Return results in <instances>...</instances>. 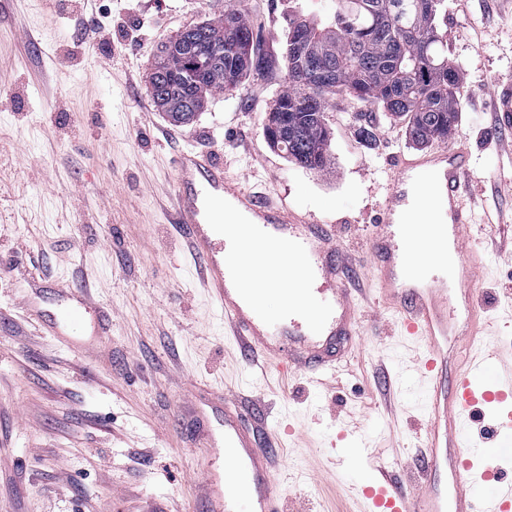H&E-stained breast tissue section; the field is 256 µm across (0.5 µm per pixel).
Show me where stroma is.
Wrapping results in <instances>:
<instances>
[{"instance_id": "35a3bbf8", "label": "stroma", "mask_w": 512, "mask_h": 512, "mask_svg": "<svg viewBox=\"0 0 512 512\" xmlns=\"http://www.w3.org/2000/svg\"><path fill=\"white\" fill-rule=\"evenodd\" d=\"M243 12L264 50L278 51L288 0H245ZM223 13L224 0H0V512H209L201 475L227 463L198 436L193 408L205 396H230L271 436L284 512H369L370 454L406 492L419 489L428 384L406 362L422 344L381 298L369 256L402 153L470 152L475 302L498 326L490 345L512 344V191L492 189L512 123L490 131L512 86V0H444L448 56L471 89L449 138L416 145L408 118L344 94L328 104L321 170L264 134L280 79L246 78L187 124L158 109L156 48ZM103 15L112 31L101 38ZM186 149L214 153L311 221L336 222L341 285L361 318L322 382L225 335L171 222ZM61 286L103 308V340L41 328L30 310L49 309Z\"/></svg>"}]
</instances>
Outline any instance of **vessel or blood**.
<instances>
[{
    "instance_id": "vessel-or-blood-1",
    "label": "vessel or blood",
    "mask_w": 512,
    "mask_h": 512,
    "mask_svg": "<svg viewBox=\"0 0 512 512\" xmlns=\"http://www.w3.org/2000/svg\"><path fill=\"white\" fill-rule=\"evenodd\" d=\"M396 177L381 207V232L373 239L370 263L383 297L396 306L405 329L425 339L426 350L414 366L432 384L425 438L423 484L406 494L384 465H371L363 495L374 512H512V483L501 467L512 458V362L494 350L468 355L449 369L440 345L456 308L438 273L458 269L466 303V330L478 329L480 317L467 280L465 234L474 222L469 200V155L448 147L394 159ZM174 223L180 224L192 253L200 260L203 285L218 302L232 336L247 350L269 361H287L310 373L335 367L339 337L351 335L359 319L346 289L337 284L339 269L325 225L312 223L287 202L265 199L227 175L213 153L188 149L175 161ZM446 207L443 224H420L423 248L406 246L399 234L400 210L420 207L424 195ZM243 225V239L224 236V219ZM295 252L304 264L285 266L279 284L288 298L285 313L262 315L253 301L266 284L249 263L228 264L225 256L244 243ZM66 303L46 313L47 326L84 330L92 326L94 304L86 295L62 288ZM498 406L483 447L469 438L479 405ZM224 456L229 477L240 493L221 490L212 470H205L202 490L212 498V512H282L271 457L260 429L248 425L239 407L223 402Z\"/></svg>"
}]
</instances>
